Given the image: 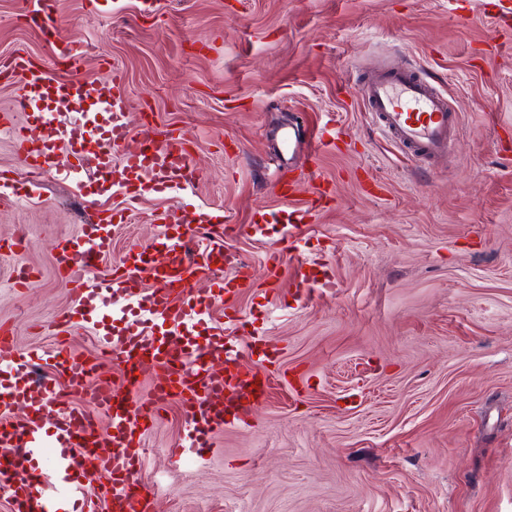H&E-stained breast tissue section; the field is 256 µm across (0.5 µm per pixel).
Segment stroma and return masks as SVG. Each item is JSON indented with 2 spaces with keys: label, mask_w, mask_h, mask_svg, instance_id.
Masks as SVG:
<instances>
[{
  "label": "stroma",
  "mask_w": 512,
  "mask_h": 512,
  "mask_svg": "<svg viewBox=\"0 0 512 512\" xmlns=\"http://www.w3.org/2000/svg\"><path fill=\"white\" fill-rule=\"evenodd\" d=\"M484 0H56L51 40L0 0V113L18 89L3 69L26 54L51 64V45L93 51L81 73L125 78L134 134L183 135L204 178L157 194L130 180L107 187L82 172L46 176L22 197L0 196V323L38 352L58 339L42 326L72 298L56 278L61 238L123 212L100 269L152 241L175 208L233 224L261 210L304 206L313 184L333 198L307 214L300 253L270 273L283 235L224 241L252 279L227 321V346L254 337L275 354L276 376L247 425L217 432L202 463H174L185 433L176 403L147 432L141 476L152 512H512V29ZM388 59L425 71L461 117L450 161L421 166L374 130L357 88ZM342 126L343 151L310 159L311 131ZM299 150L275 183L280 134ZM32 242L10 250L17 226ZM38 272L26 293L13 269ZM332 282L298 299L299 265Z\"/></svg>",
  "instance_id": "obj_1"
}]
</instances>
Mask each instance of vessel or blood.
I'll list each match as a JSON object with an SVG mask.
<instances>
[{"instance_id":"obj_1","label":"vessel or blood","mask_w":512,"mask_h":512,"mask_svg":"<svg viewBox=\"0 0 512 512\" xmlns=\"http://www.w3.org/2000/svg\"><path fill=\"white\" fill-rule=\"evenodd\" d=\"M20 10L30 27L44 33L52 28L46 0H20ZM11 71L22 86L14 109L25 120L18 124L4 115L0 128L14 137L28 186L52 172V157L63 147L77 160L93 159L103 184L135 176L152 191L167 193L202 179L184 138L133 134L120 71L99 84L75 75L52 82L22 55L14 57ZM360 94L389 141L424 163L447 158L458 115L419 72L397 64L369 70ZM91 101L103 109L102 128L33 119L44 110L76 112ZM111 229L108 219L87 224L79 238L56 247V276L77 303L47 322L61 338L52 351L21 348L11 328L0 326V491L8 495L9 512H151L153 489L139 476L142 437L160 409L171 402L181 409L187 433L170 455L184 463L202 458L216 431L247 423L272 385L270 376L243 366L241 352L225 347L221 332L193 334L215 304L226 303L250 280L239 260L232 280L208 287L224 265V239L245 230L263 238L266 225L213 224L201 212L168 211L159 217L151 244L99 277L95 271L112 248ZM202 232L209 244L201 248L195 239ZM115 303L122 306V324L103 329L98 342L121 373L118 381L103 371L99 356L77 358L63 340L92 310ZM216 358L223 359L224 372L211 370ZM41 363L55 374H70L71 390L63 394L51 379H34ZM147 380L152 386L146 390ZM98 413L109 420V436L97 429ZM89 456L97 463L92 477L84 467Z\"/></svg>"}]
</instances>
